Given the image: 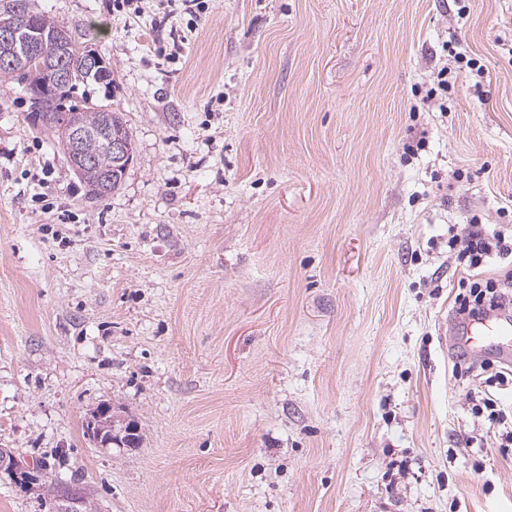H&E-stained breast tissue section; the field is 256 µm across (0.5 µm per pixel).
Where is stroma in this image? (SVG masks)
Returning a JSON list of instances; mask_svg holds the SVG:
<instances>
[{"label": "stroma", "instance_id": "obj_1", "mask_svg": "<svg viewBox=\"0 0 512 512\" xmlns=\"http://www.w3.org/2000/svg\"><path fill=\"white\" fill-rule=\"evenodd\" d=\"M112 4L29 0L112 69L109 197L0 78V448L53 481L0 512H512V386L441 340L449 227L512 228V0ZM107 146L112 151L108 150H94L91 153L93 159V167L98 171L111 172V174L99 173L98 182L95 186L96 191L101 194L106 188L112 185V189L109 194L103 195L100 199L109 196L114 193L121 185L125 173L119 172L116 174V157L117 163L123 171H126L134 160V150L129 142L121 134H116L113 137H109ZM134 422L118 416L112 410V404H104L95 410L87 424V435L100 448L126 447V440L133 432ZM90 426V434H89Z\"/></svg>", "mask_w": 512, "mask_h": 512}]
</instances>
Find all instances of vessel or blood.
<instances>
[{
  "instance_id": "vessel-or-blood-1",
  "label": "vessel or blood",
  "mask_w": 512,
  "mask_h": 512,
  "mask_svg": "<svg viewBox=\"0 0 512 512\" xmlns=\"http://www.w3.org/2000/svg\"><path fill=\"white\" fill-rule=\"evenodd\" d=\"M452 345L474 356L494 349L500 362L512 365V313L497 311L466 323L451 322Z\"/></svg>"
}]
</instances>
